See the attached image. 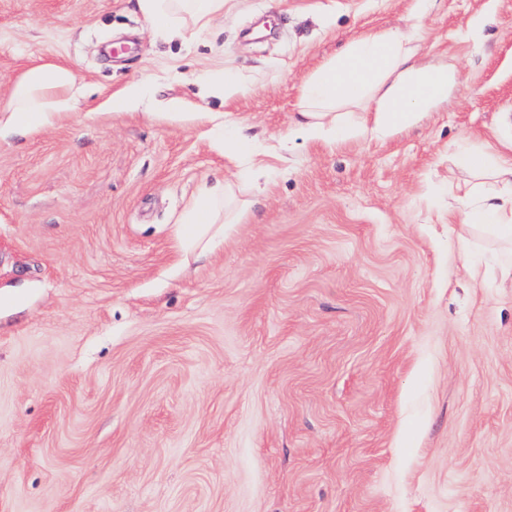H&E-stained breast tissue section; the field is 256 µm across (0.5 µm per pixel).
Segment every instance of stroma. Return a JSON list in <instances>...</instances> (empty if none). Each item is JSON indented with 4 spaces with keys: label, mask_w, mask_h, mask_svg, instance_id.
<instances>
[{
    "label": "stroma",
    "mask_w": 512,
    "mask_h": 512,
    "mask_svg": "<svg viewBox=\"0 0 512 512\" xmlns=\"http://www.w3.org/2000/svg\"><path fill=\"white\" fill-rule=\"evenodd\" d=\"M416 20L437 108L281 151L307 77ZM41 64L80 104L13 134ZM463 145L512 156V0H224L181 39L135 0H0V512H512V288L448 214ZM221 179L243 219L204 253ZM233 196V185L225 180L215 186L204 185L194 206L193 216L189 221L191 223H187L194 224L192 235L204 237L210 232L213 224H221L214 235L223 237L224 228L230 227L231 224H239L240 214L229 217L227 211Z\"/></svg>",
    "instance_id": "stroma-1"
}]
</instances>
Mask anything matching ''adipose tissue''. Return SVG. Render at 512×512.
Wrapping results in <instances>:
<instances>
[{"mask_svg": "<svg viewBox=\"0 0 512 512\" xmlns=\"http://www.w3.org/2000/svg\"><path fill=\"white\" fill-rule=\"evenodd\" d=\"M136 7L154 28L174 37L223 14L224 0H136ZM415 39L408 30L375 32L318 68L302 84L295 132L309 139L330 133L343 141L351 107L371 116L370 131L378 138L413 125L420 113L445 98L455 78L449 66L417 63ZM79 92L70 68L37 65L16 81L6 109L16 125L35 129L53 113L75 108ZM457 164L471 173H490L497 185L493 191L467 189L466 223L512 242V159L471 149L458 156ZM233 196L231 183L203 186L191 218L193 235L203 237L213 225L232 224L228 205Z\"/></svg>", "mask_w": 512, "mask_h": 512, "instance_id": "1", "label": "adipose tissue"}]
</instances>
